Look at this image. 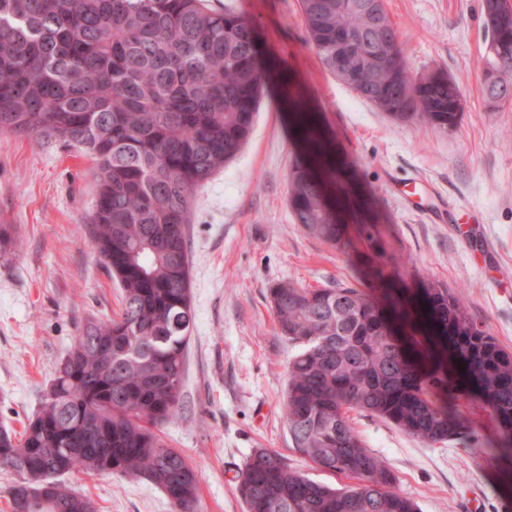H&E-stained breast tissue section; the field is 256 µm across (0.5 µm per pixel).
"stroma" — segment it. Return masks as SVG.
<instances>
[{
	"label": "stroma",
	"instance_id": "obj_1",
	"mask_svg": "<svg viewBox=\"0 0 512 512\" xmlns=\"http://www.w3.org/2000/svg\"><path fill=\"white\" fill-rule=\"evenodd\" d=\"M256 28L269 69L267 95L247 144L196 194L186 229L195 327L182 408L161 427L199 482L198 512H245L236 473L254 450L293 463L283 418L292 351L268 288L357 284L375 257L401 263L396 288L427 280L462 294L470 317L512 350V107L482 98L487 39L481 0H386L413 77L447 72L462 93L458 127L399 121L362 100L319 63L299 0H211ZM301 100L345 163L344 220L351 245L336 249L291 216L288 176L300 154L280 101ZM90 158L23 134L0 136V225L13 247L0 256V426L22 431L42 406L79 325L121 310L120 288L92 246ZM456 224L433 223L439 209ZM362 224L381 237L360 238ZM350 419L420 512H512L502 462L472 442L431 446L363 412ZM99 512H172L157 487L121 474L62 478Z\"/></svg>",
	"mask_w": 512,
	"mask_h": 512
}]
</instances>
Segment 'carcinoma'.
I'll return each instance as SVG.
<instances>
[{
    "instance_id": "carcinoma-1",
    "label": "carcinoma",
    "mask_w": 512,
    "mask_h": 512,
    "mask_svg": "<svg viewBox=\"0 0 512 512\" xmlns=\"http://www.w3.org/2000/svg\"><path fill=\"white\" fill-rule=\"evenodd\" d=\"M307 43L346 84L398 120L455 129L448 79L407 67L385 0H299ZM488 105H512V0L481 9ZM267 87L253 25L210 0H0V135L81 150L93 160L92 242L123 290L116 318H89L21 438L0 426V464L17 480L11 512H98L66 487L71 472L142 478L193 512L195 470L159 426L181 406L184 354L194 329L186 224L197 188L240 152ZM305 147L288 179L295 223L336 248L345 225L330 197L336 160L318 121L291 101ZM370 285L268 289L288 363L284 420L293 448L316 469L354 484L310 479L288 458L256 450L236 476L246 512H419L350 422L356 410L427 444L466 441L476 422L450 412L448 379L472 394L503 436L480 452L512 473V351L472 320L462 299L425 283L416 301L381 305Z\"/></svg>"
}]
</instances>
